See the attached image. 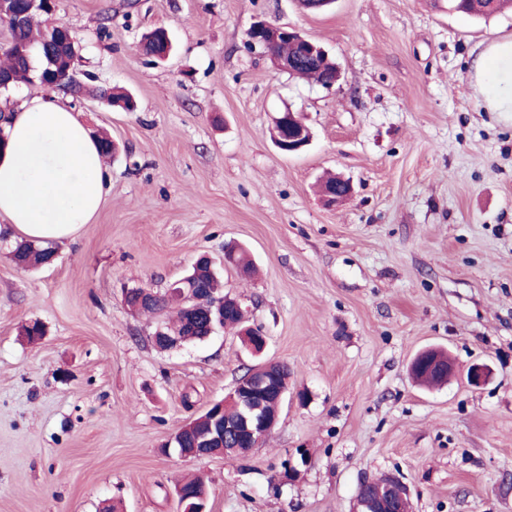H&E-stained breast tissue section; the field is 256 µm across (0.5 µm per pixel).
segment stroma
<instances>
[{"label":"stroma","mask_w":512,"mask_h":512,"mask_svg":"<svg viewBox=\"0 0 512 512\" xmlns=\"http://www.w3.org/2000/svg\"><path fill=\"white\" fill-rule=\"evenodd\" d=\"M299 29L341 68L326 89L249 48L256 18ZM89 92L68 104L117 146L110 191L52 264L23 270L0 239V512H177L201 478L210 512H351L364 478L407 487L412 512H512V113L479 107L472 60L512 37V11L448 0H56ZM165 28L163 62L141 39ZM119 87L129 112L98 95ZM312 140L285 154L280 112ZM354 193L328 205L326 174ZM248 248L256 272L224 265ZM267 338L234 331L161 351L165 292L201 254ZM45 328L35 342L24 325ZM445 346L457 373L415 385ZM286 364L279 420L246 457H184L171 441L247 368ZM475 363L491 381L466 382ZM511 0H448V9L456 13L488 18L505 8ZM271 135L276 147L285 154L300 152L310 141V130L301 113L289 109L275 119Z\"/></svg>","instance_id":"obj_1"}]
</instances>
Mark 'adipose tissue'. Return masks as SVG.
Listing matches in <instances>:
<instances>
[{
  "label": "adipose tissue",
  "mask_w": 512,
  "mask_h": 512,
  "mask_svg": "<svg viewBox=\"0 0 512 512\" xmlns=\"http://www.w3.org/2000/svg\"><path fill=\"white\" fill-rule=\"evenodd\" d=\"M471 80L489 112H512V38L475 56ZM0 154V218L36 243L75 240L97 215L110 173L87 126L53 94L25 100L5 130Z\"/></svg>",
  "instance_id": "adipose-tissue-1"
}]
</instances>
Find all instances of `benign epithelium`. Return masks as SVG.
Segmentation results:
<instances>
[{
	"label": "benign epithelium",
	"instance_id": "obj_1",
	"mask_svg": "<svg viewBox=\"0 0 512 512\" xmlns=\"http://www.w3.org/2000/svg\"><path fill=\"white\" fill-rule=\"evenodd\" d=\"M248 42L259 45L266 51L274 66L280 71H288L296 64L294 59L278 57L273 47L283 40L302 43L306 53L301 61L309 63L319 56L327 55L318 43L306 38L299 31L288 26L272 24L266 20L255 21L247 31ZM276 147L285 154L303 150L309 144L310 130L301 113L290 109L275 119L271 130ZM352 193V184L343 178L324 189L326 201L336 204L347 199ZM167 298L184 306L191 313L204 312L209 318V328L219 325L226 329H237L244 336L246 345L255 352H261L266 346L263 333L254 327H242L246 322V310L242 303L228 295L216 297L207 288H200L187 279H182L168 289ZM233 305L241 314L240 320L229 324L224 322V307ZM154 344L162 350H170L181 345L179 337L162 329L155 332ZM283 365L278 362H266L250 369L238 380L237 385L224 397L215 402L217 410L212 412L211 424L199 438L205 450L193 449L190 456L223 455L239 456L262 444L277 422L280 402L285 397L287 385L278 381ZM420 372L423 376H432L439 383L448 381L457 372L454 360L437 349H427L415 358L411 372ZM467 382L474 388L485 385L490 378V370L485 365L474 364L466 374ZM390 503V512H411L408 493L396 478L385 476L377 480L367 479L361 483L357 502L358 512H379L382 500Z\"/></svg>",
	"mask_w": 512,
	"mask_h": 512
}]
</instances>
